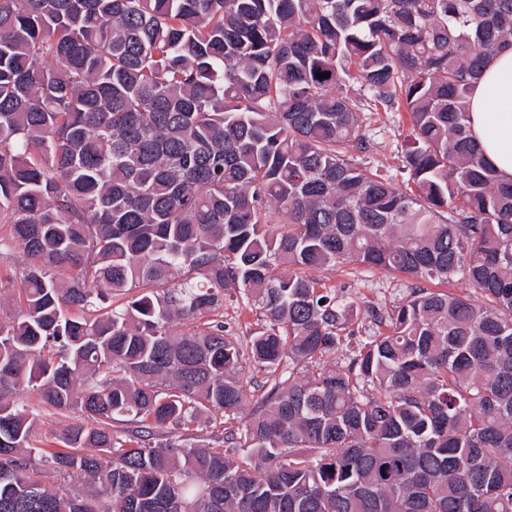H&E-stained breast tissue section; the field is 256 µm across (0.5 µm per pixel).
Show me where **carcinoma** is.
Wrapping results in <instances>:
<instances>
[{
  "label": "carcinoma",
  "mask_w": 512,
  "mask_h": 512,
  "mask_svg": "<svg viewBox=\"0 0 512 512\" xmlns=\"http://www.w3.org/2000/svg\"><path fill=\"white\" fill-rule=\"evenodd\" d=\"M507 47L512 0H0V512H101L43 467L106 512H512V182L468 127ZM371 105L410 116L404 190L354 162ZM345 264L419 285L359 336L308 275ZM20 390L92 425L46 448ZM9 225L0 224V238L1 243H6L10 247L13 258L12 260L0 261V282L5 288H0V305L2 303V311L0 310L1 321L6 323L10 321V315L14 312L15 291L14 288H19L20 274L22 272V265L20 264L23 259L22 249L9 239ZM263 316L257 305L243 300L238 293L233 296L227 293L224 298V324L238 336L243 346L265 324ZM213 415H202L197 423L189 426V431L185 432L190 435V442L204 445L215 444L219 441V437L224 435V427L219 422H223L224 418Z\"/></svg>",
  "instance_id": "cac0c4a2"
}]
</instances>
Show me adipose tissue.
<instances>
[{"instance_id": "ef3b65f1", "label": "adipose tissue", "mask_w": 512, "mask_h": 512, "mask_svg": "<svg viewBox=\"0 0 512 512\" xmlns=\"http://www.w3.org/2000/svg\"><path fill=\"white\" fill-rule=\"evenodd\" d=\"M470 134L485 160L512 181V48L497 52L470 95Z\"/></svg>"}]
</instances>
